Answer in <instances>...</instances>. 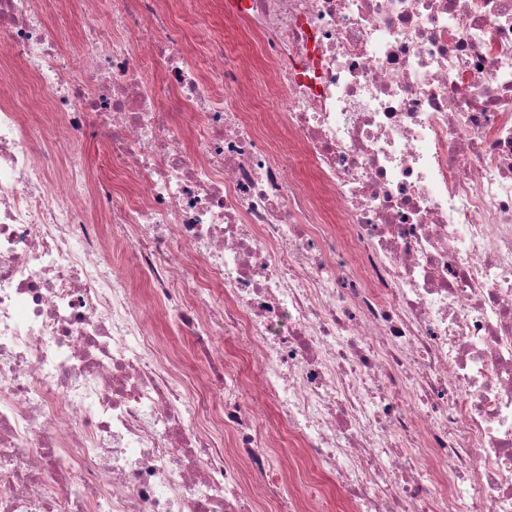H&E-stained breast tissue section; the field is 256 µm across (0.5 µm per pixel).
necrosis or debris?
<instances>
[{
  "instance_id": "necrosis-or-debris-1",
  "label": "necrosis or debris",
  "mask_w": 512,
  "mask_h": 512,
  "mask_svg": "<svg viewBox=\"0 0 512 512\" xmlns=\"http://www.w3.org/2000/svg\"><path fill=\"white\" fill-rule=\"evenodd\" d=\"M98 3L68 54L41 0H0V512H315L323 483L346 512H512V0H223L263 102L223 46L189 61L177 0ZM13 57L121 179L24 123ZM154 331L161 333L165 341V347L161 349V354L169 364L173 362L174 353L178 355L176 366L177 374L186 379H202L203 369L194 362L191 339L189 336H178L175 334V328L171 321L157 325ZM243 406L247 410L253 407H260L263 410L259 418L261 430L272 439L280 442V447L275 448L277 459L289 467H295L296 464L302 468H311L313 463L309 460H300L296 448L290 447L288 443V433L284 422L277 412L269 396H257L253 392L244 395Z\"/></svg>"
}]
</instances>
